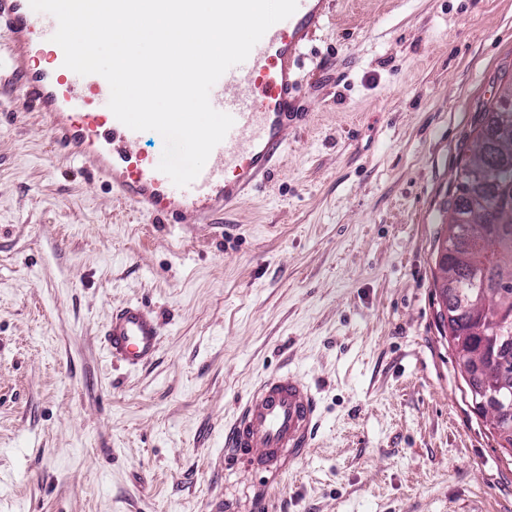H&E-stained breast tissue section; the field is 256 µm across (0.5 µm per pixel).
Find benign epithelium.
Segmentation results:
<instances>
[{"label":"benign epithelium","mask_w":512,"mask_h":512,"mask_svg":"<svg viewBox=\"0 0 512 512\" xmlns=\"http://www.w3.org/2000/svg\"><path fill=\"white\" fill-rule=\"evenodd\" d=\"M455 223L469 225L458 236L447 237L438 248L437 263L462 254L470 270L473 290L459 288L456 295L468 309L474 332L482 337L481 343H459L460 364L468 379L475 408L492 419L502 447L512 453V373L508 362L512 360V336L502 334L498 327L512 322V300L490 284V265L482 258L487 235L481 223H499L481 205L473 203L470 213L456 216Z\"/></svg>","instance_id":"7a95c632"}]
</instances>
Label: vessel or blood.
Here are the masks:
<instances>
[{"label": "vessel or blood", "instance_id": "vessel-or-blood-1", "mask_svg": "<svg viewBox=\"0 0 512 512\" xmlns=\"http://www.w3.org/2000/svg\"><path fill=\"white\" fill-rule=\"evenodd\" d=\"M328 16V0H298L295 13L274 24L249 57L212 87V107L234 119L197 178L177 187L157 168L158 157L137 152L141 132L116 119L110 86L97 74L64 67L52 42L56 19L34 11L29 0H0V84L18 92L22 109H35L56 151L68 162L104 178L115 199L163 224L210 225L238 209L247 191L270 179L288 155V135L298 86L301 51ZM160 324L142 303L113 309L105 330L112 361L137 368L159 346ZM318 400L292 372L263 380L224 437L228 456L247 469L276 474L288 456L303 455L316 434Z\"/></svg>", "mask_w": 512, "mask_h": 512}]
</instances>
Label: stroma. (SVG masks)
<instances>
[{"instance_id": "obj_1", "label": "stroma", "mask_w": 512, "mask_h": 512, "mask_svg": "<svg viewBox=\"0 0 512 512\" xmlns=\"http://www.w3.org/2000/svg\"><path fill=\"white\" fill-rule=\"evenodd\" d=\"M274 181L209 232L153 224L0 88V512H512L435 279L455 174L512 78V0H330ZM161 326L112 362L113 307ZM319 401L277 478L224 434L263 377ZM160 324L143 303H127L112 310L105 330L106 348L112 361L137 368L150 362L158 351Z\"/></svg>"}]
</instances>
